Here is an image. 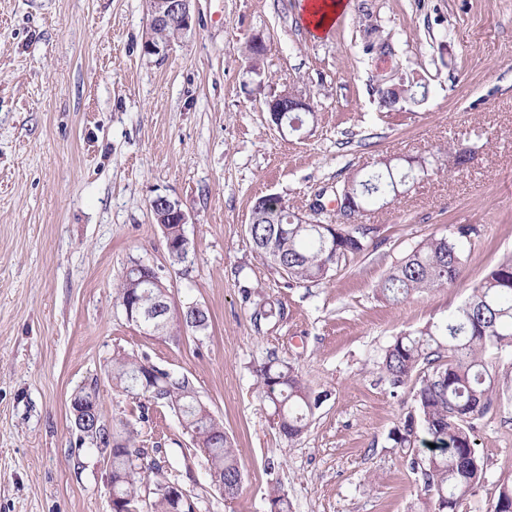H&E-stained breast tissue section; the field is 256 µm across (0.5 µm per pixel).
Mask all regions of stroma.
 Listing matches in <instances>:
<instances>
[{
  "label": "stroma",
  "mask_w": 512,
  "mask_h": 512,
  "mask_svg": "<svg viewBox=\"0 0 512 512\" xmlns=\"http://www.w3.org/2000/svg\"><path fill=\"white\" fill-rule=\"evenodd\" d=\"M346 2L317 35L300 0H197L195 28L161 57L144 50L147 0H0V512H110L111 468L70 412L90 385L104 426L134 424L197 512H271L275 488L291 512H433L392 440L412 389H393L378 363L512 254V0ZM256 34L268 45L257 73ZM410 71L427 99L385 112L374 76ZM287 87L315 117L281 133L265 101ZM458 141L472 164L368 212L378 248L327 280L288 285L256 252L257 198L304 215L318 198L332 216L352 173ZM159 195L189 216L186 263H171L153 221ZM458 224L478 229L458 283L401 302L377 292L406 252ZM135 261L169 283L172 306L207 309L208 330L158 337L128 322L115 286ZM267 300L283 319H256ZM118 350L196 387L239 450L237 498L213 485L173 411L113 386ZM272 357L321 397L291 441L257 396L255 370ZM493 366L499 395L473 421L483 478L460 512H491L512 483V352Z\"/></svg>",
  "instance_id": "obj_1"
}]
</instances>
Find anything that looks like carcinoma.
<instances>
[{
  "label": "carcinoma",
  "instance_id": "cac0c4a2",
  "mask_svg": "<svg viewBox=\"0 0 512 512\" xmlns=\"http://www.w3.org/2000/svg\"><path fill=\"white\" fill-rule=\"evenodd\" d=\"M408 100L400 101L386 88L377 90L380 108L392 112L427 98L429 86L406 78ZM448 152L430 157L380 162L370 173L354 175L351 193L360 210L384 205L405 193L410 185L442 170ZM253 244L265 260L277 266L288 282L305 284L324 280L340 261L363 254L369 234L345 224L311 218L299 224L288 209L251 212L248 227ZM477 233L471 224H459L447 235H432L404 255L379 282V293L399 302L415 293L456 284L465 263V244ZM116 299L122 309L144 312L164 302L152 284L119 280ZM512 350V256L499 261L475 286L470 296L446 319L422 330L402 333L384 351L380 369L394 389L412 385L414 410L396 429L398 448H415L419 433L434 444L429 455L411 458L424 487L441 507L434 512H459L463 501L480 482V467L473 439L472 420L485 414L499 383L490 371L491 356ZM258 395L274 407L280 433L290 439L308 428V415L318 405L302 376L292 365L271 360L257 369ZM112 382L126 394L169 407L181 417L196 447L205 454L214 481L224 498H235L243 472L238 449L224 426L204 404L189 380L174 379L146 357L117 352L112 355ZM139 431L129 425L112 434V502L115 512H139L142 489L153 485L151 512H192L188 496L172 482L158 477L156 466L134 447ZM494 512H512V484L498 490Z\"/></svg>",
  "mask_w": 512,
  "mask_h": 512
}]
</instances>
